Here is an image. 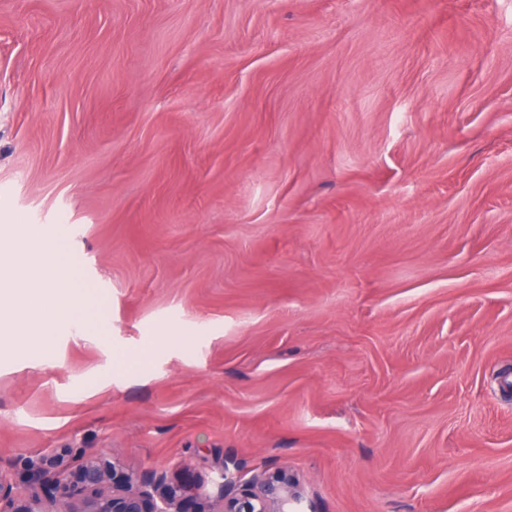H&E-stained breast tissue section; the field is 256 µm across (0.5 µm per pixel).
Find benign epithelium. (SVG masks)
Segmentation results:
<instances>
[{
	"label": "benign epithelium",
	"instance_id": "benign-epithelium-1",
	"mask_svg": "<svg viewBox=\"0 0 512 512\" xmlns=\"http://www.w3.org/2000/svg\"><path fill=\"white\" fill-rule=\"evenodd\" d=\"M223 507L218 512H295L299 492L286 469L262 471L241 483L220 473ZM195 497L186 485L154 474L138 480L112 455H90L74 471L59 462L32 465L25 489L0 474V512H186Z\"/></svg>",
	"mask_w": 512,
	"mask_h": 512
}]
</instances>
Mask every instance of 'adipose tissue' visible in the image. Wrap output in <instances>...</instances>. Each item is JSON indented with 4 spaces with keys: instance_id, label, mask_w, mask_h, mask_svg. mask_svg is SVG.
I'll list each match as a JSON object with an SVG mask.
<instances>
[{
    "instance_id": "adipose-tissue-1",
    "label": "adipose tissue",
    "mask_w": 512,
    "mask_h": 512,
    "mask_svg": "<svg viewBox=\"0 0 512 512\" xmlns=\"http://www.w3.org/2000/svg\"><path fill=\"white\" fill-rule=\"evenodd\" d=\"M25 232L40 244L30 260L34 286L28 295L37 314L34 330L42 350L48 353L58 327L80 320L84 297L74 288L72 270L61 255L59 229L29 224Z\"/></svg>"
}]
</instances>
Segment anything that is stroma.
<instances>
[{"label":"stroma","mask_w":512,"mask_h":512,"mask_svg":"<svg viewBox=\"0 0 512 512\" xmlns=\"http://www.w3.org/2000/svg\"><path fill=\"white\" fill-rule=\"evenodd\" d=\"M84 321L0 348V472L512 512V0H0V257ZM24 227L28 237L40 243V250L30 259L34 288H24L35 308L34 325L41 348L50 354L52 336L63 323L81 319L84 297L73 288L72 270L59 249L60 228H47L36 224H16Z\"/></svg>","instance_id":"obj_1"}]
</instances>
